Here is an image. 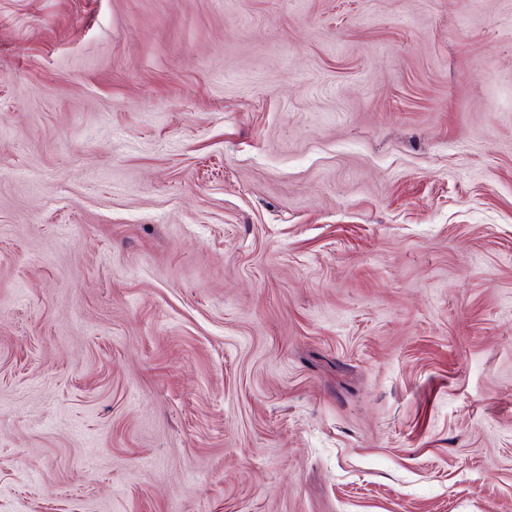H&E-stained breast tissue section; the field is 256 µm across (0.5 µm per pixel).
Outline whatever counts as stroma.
<instances>
[{
  "instance_id": "35a3bbf8",
  "label": "stroma",
  "mask_w": 512,
  "mask_h": 512,
  "mask_svg": "<svg viewBox=\"0 0 512 512\" xmlns=\"http://www.w3.org/2000/svg\"><path fill=\"white\" fill-rule=\"evenodd\" d=\"M0 512H512V0H0Z\"/></svg>"
}]
</instances>
